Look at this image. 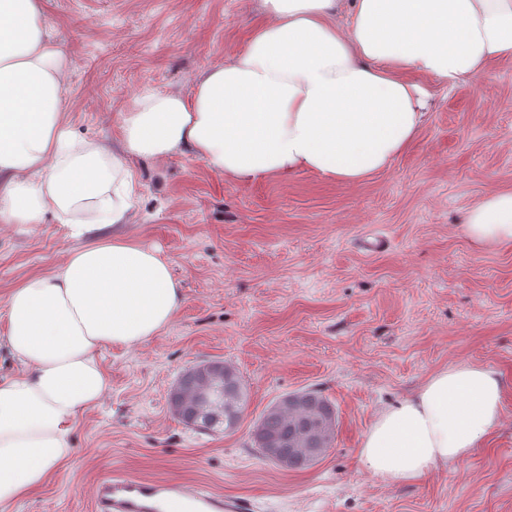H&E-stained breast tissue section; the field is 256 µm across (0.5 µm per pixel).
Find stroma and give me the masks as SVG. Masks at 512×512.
Returning <instances> with one entry per match:
<instances>
[{"mask_svg": "<svg viewBox=\"0 0 512 512\" xmlns=\"http://www.w3.org/2000/svg\"><path fill=\"white\" fill-rule=\"evenodd\" d=\"M41 3L75 130L115 146L138 90L190 95L266 20L259 0ZM431 90L414 141L357 185L308 172L238 183L181 154L133 161L140 196L127 232L169 261L181 304L157 336L98 352L111 383L75 423L72 462L11 512H92L107 469L206 486L251 512H512V247L479 248L462 231L482 196L512 190V58ZM373 232L384 252L361 247ZM74 246L51 210L38 224L0 223V303ZM210 359L236 366L250 391L229 435L196 433L168 407L180 373ZM453 365L498 371L500 424L415 483L368 473L358 448L374 416ZM307 388L335 404L336 442L289 471L261 458L249 432L271 402Z\"/></svg>", "mask_w": 512, "mask_h": 512, "instance_id": "obj_1", "label": "stroma"}]
</instances>
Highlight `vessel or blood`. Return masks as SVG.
<instances>
[{"label":"vessel or blood","mask_w":512,"mask_h":512,"mask_svg":"<svg viewBox=\"0 0 512 512\" xmlns=\"http://www.w3.org/2000/svg\"><path fill=\"white\" fill-rule=\"evenodd\" d=\"M93 512H248L245 502L171 481H150L107 471L93 490Z\"/></svg>","instance_id":"vessel-or-blood-1"}]
</instances>
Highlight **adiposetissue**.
Returning a JSON list of instances; mask_svg holds the SVG:
<instances>
[{
	"label": "adipose tissue",
	"mask_w": 512,
	"mask_h": 512,
	"mask_svg": "<svg viewBox=\"0 0 512 512\" xmlns=\"http://www.w3.org/2000/svg\"><path fill=\"white\" fill-rule=\"evenodd\" d=\"M245 46L203 70L191 96L144 87L119 115L121 150L80 139L66 112V68L41 0H0V220L54 210L76 241L60 268L11 289L0 346V512L73 457L74 425L110 384V344L156 336L181 283L157 250L124 232L139 191L132 158L201 160L236 182L312 172L356 184L415 139L429 90L512 58V0H261ZM346 11V23L336 15ZM465 232L512 246V191L477 201ZM503 383L475 365L433 373L381 410L358 450L363 468L409 484L469 456L498 426Z\"/></svg>",
	"instance_id": "adipose-tissue-1"
}]
</instances>
